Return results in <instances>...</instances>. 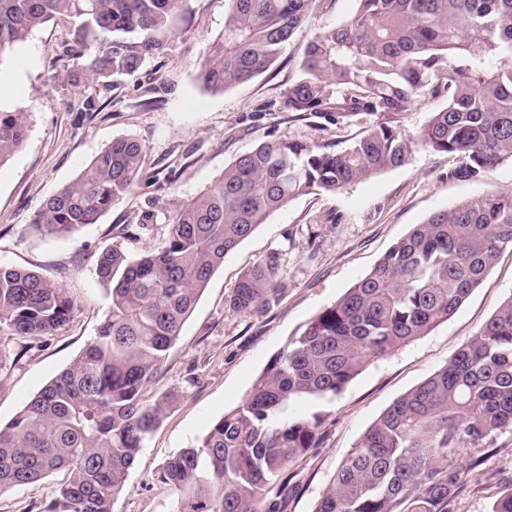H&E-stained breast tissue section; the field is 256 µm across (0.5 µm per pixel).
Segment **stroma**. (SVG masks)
I'll return each mask as SVG.
<instances>
[{"mask_svg": "<svg viewBox=\"0 0 512 512\" xmlns=\"http://www.w3.org/2000/svg\"><path fill=\"white\" fill-rule=\"evenodd\" d=\"M225 0H184L168 51L135 76L72 85L62 61L68 23L34 29L0 60V109L23 112L29 129L0 163V266L36 272L62 284L76 303L53 334L21 338L0 331V424L10 422L96 336L109 299L95 273L104 248L140 255L161 246L166 224L142 225L150 210L191 200L238 156L273 138L347 146L373 122L358 115L329 123L300 119L283 105L309 39L338 25L356 0H322L278 61L254 80L211 91L198 79L224 29ZM144 147L143 180L97 223L70 236L33 227L44 201L73 182L114 139ZM459 158L420 146L409 161L336 193L300 196L274 212L224 259L144 392L145 401L174 397L137 454L112 512H173L178 492L165 482L170 458L201 440L243 399L268 361L324 308L364 277L413 225L473 197L512 190V160L479 177H461ZM279 252L288 288L279 305L252 315L229 312L241 275ZM512 296V251L453 317L428 335L370 363L322 410L321 442L291 471L284 512H312L338 464L399 396L425 380L473 337ZM463 450V486L448 512H491L512 486V432L497 436L479 465ZM62 474L0 492V512H43Z\"/></svg>", "mask_w": 512, "mask_h": 512, "instance_id": "stroma-1", "label": "stroma"}]
</instances>
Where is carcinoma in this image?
Returning a JSON list of instances; mask_svg holds the SVG:
<instances>
[{
	"mask_svg": "<svg viewBox=\"0 0 512 512\" xmlns=\"http://www.w3.org/2000/svg\"><path fill=\"white\" fill-rule=\"evenodd\" d=\"M322 0H226L224 30L199 79L210 90L248 83ZM315 34L288 85V111L328 122L377 121L342 149L271 138L238 157L194 199L161 219V247L133 257L104 249L96 275L109 299L97 336L74 362L0 426V491L55 472L45 512H112L144 441L172 397L144 388L213 273L291 200L338 192L404 165L417 143L465 160L473 177L512 160V0H357ZM183 0H0V59L36 27L69 23L68 81L133 76L163 54ZM447 105L411 136L399 116L439 90ZM27 116L0 110V163L21 145ZM143 145L112 141L32 224L55 235L96 223L142 179ZM512 249V191L433 213L273 356L251 390L196 444L170 459L174 512H284L288 470L318 447L323 413L372 361L448 321L501 252ZM278 252L243 273L227 299L239 315L279 303ZM74 300L54 280L0 266V330L40 337L65 324ZM512 430V296L439 370L396 399L341 461L312 512H448L463 485L462 450ZM275 495H270V492Z\"/></svg>",
	"mask_w": 512,
	"mask_h": 512,
	"instance_id": "cac0c4a2",
	"label": "carcinoma"
}]
</instances>
